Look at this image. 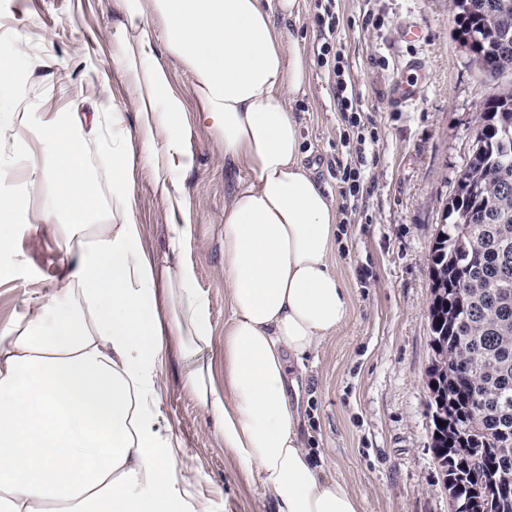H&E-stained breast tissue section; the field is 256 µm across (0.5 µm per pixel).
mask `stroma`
<instances>
[{"label":"stroma","mask_w":512,"mask_h":512,"mask_svg":"<svg viewBox=\"0 0 512 512\" xmlns=\"http://www.w3.org/2000/svg\"><path fill=\"white\" fill-rule=\"evenodd\" d=\"M299 7L289 28L307 53L310 72L305 94L291 107L304 115L305 162L336 197L343 187L336 162L347 157L340 140L346 123L317 61L314 0H299ZM142 9L154 34V57L185 108L184 143L194 166L183 179L192 224L183 258L209 303L213 330L211 347L198 358L169 346L162 370L164 425L184 444L182 464L194 477L193 493L209 497L214 512H273L260 485L241 478L211 415L186 385L201 360L212 362L216 387L224 385V198L233 178L224 171L219 135L203 115L192 67L169 48L150 0ZM336 11V40L360 95L368 141L360 168L363 196L336 232V267L353 312L298 379L301 428L316 463L348 484L362 512H448L428 409L431 250L483 104L498 81L479 71L458 38L451 0H336ZM123 20L120 0H0V40L18 31L27 35L24 57L0 58V67L24 74L17 91L22 111L87 116L103 84L125 126L135 127V89L113 60ZM408 24L423 27L424 44L401 40ZM416 58L426 66L427 82L417 101L395 108L392 86ZM85 161L98 207L111 214L112 164L90 138ZM133 192L144 241L164 262L167 212L149 169L136 168ZM16 257L25 275L53 288L66 252L38 224L17 241Z\"/></svg>","instance_id":"obj_1"}]
</instances>
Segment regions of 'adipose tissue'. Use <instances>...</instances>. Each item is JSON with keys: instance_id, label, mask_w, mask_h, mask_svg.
Returning <instances> with one entry per match:
<instances>
[{"instance_id": "obj_1", "label": "adipose tissue", "mask_w": 512, "mask_h": 512, "mask_svg": "<svg viewBox=\"0 0 512 512\" xmlns=\"http://www.w3.org/2000/svg\"><path fill=\"white\" fill-rule=\"evenodd\" d=\"M121 2L138 32L119 44L137 91L135 130L120 128L104 87L92 119L20 118L15 73L0 68V168L13 175L0 187V255L40 222L69 256L59 287L25 279V312L0 325V512H212L190 491L181 442L161 425L169 343L192 355L213 340L208 303L182 260L191 228L182 175L193 165L184 105L152 58L141 0ZM152 2L171 48L194 68L224 166L237 175L224 199V387L204 363L187 385L276 512H362L315 463L289 394L294 369L352 313L336 270V204L304 163L303 124L290 107L308 85V60L272 20L294 19L299 0ZM86 127L112 163L113 224L92 202L77 135ZM137 141L170 215L161 268L131 192ZM42 148L53 168L41 167ZM47 178L56 192L31 219L28 199Z\"/></svg>"}]
</instances>
